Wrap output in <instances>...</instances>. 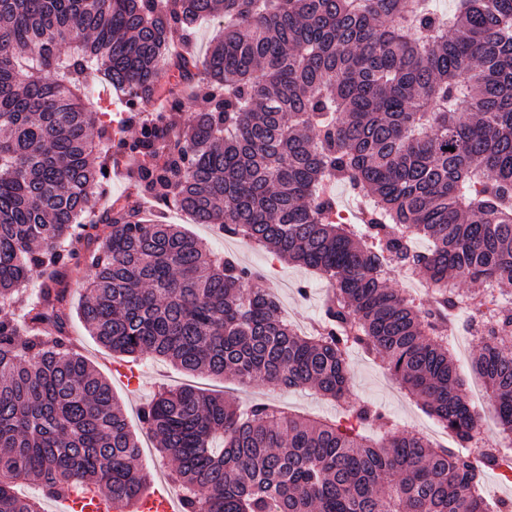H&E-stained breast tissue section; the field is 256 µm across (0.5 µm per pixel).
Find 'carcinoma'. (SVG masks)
<instances>
[{"label": "carcinoma", "mask_w": 512, "mask_h": 512, "mask_svg": "<svg viewBox=\"0 0 512 512\" xmlns=\"http://www.w3.org/2000/svg\"><path fill=\"white\" fill-rule=\"evenodd\" d=\"M221 18L204 56L169 57L171 33ZM164 63L190 81L136 139L117 138L137 159L133 193L324 277L316 334L178 224L127 201L82 223L112 166L91 162L93 129L110 139L112 122L83 102L87 70L142 113ZM190 97L208 108L182 123ZM331 180L372 201L363 230L333 219ZM416 238L430 247L414 251ZM389 264L422 275L431 298L389 287ZM84 265L77 313L112 352L345 406L342 424L160 393L140 422L176 464L183 512H505L482 491L494 449L479 463L465 452L476 422L448 330L465 298L470 318L486 314L494 283L500 334L476 343L474 366L512 439V0H459L451 15L434 0H0V512H40L17 478L128 503L148 484L110 382L64 334L66 278ZM350 348L381 357L456 446L349 399Z\"/></svg>", "instance_id": "1"}]
</instances>
